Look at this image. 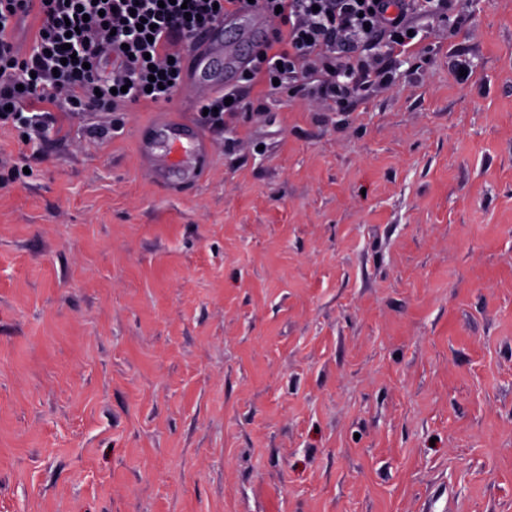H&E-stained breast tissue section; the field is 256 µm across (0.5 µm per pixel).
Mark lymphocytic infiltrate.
Returning a JSON list of instances; mask_svg holds the SVG:
<instances>
[{
  "label": "lymphocytic infiltrate",
  "instance_id": "obj_1",
  "mask_svg": "<svg viewBox=\"0 0 512 512\" xmlns=\"http://www.w3.org/2000/svg\"><path fill=\"white\" fill-rule=\"evenodd\" d=\"M33 48L21 54L13 34L31 0H0V124L21 123L38 106L68 112H113L119 103L169 102L181 82L180 59L170 49L217 16L249 8L279 11L286 26L276 49H261L249 80H286L306 55L334 46L357 53L382 25L407 37L410 10L429 11L444 0H38Z\"/></svg>",
  "mask_w": 512,
  "mask_h": 512
}]
</instances>
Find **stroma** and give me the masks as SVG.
<instances>
[{
    "label": "stroma",
    "instance_id": "35a3bbf8",
    "mask_svg": "<svg viewBox=\"0 0 512 512\" xmlns=\"http://www.w3.org/2000/svg\"><path fill=\"white\" fill-rule=\"evenodd\" d=\"M330 96L224 21L188 88L0 125V512H512V0L413 13ZM165 117L193 185L137 162ZM224 18L216 21L211 31L203 36L189 53L191 64V83L196 89L197 100L203 101L211 97L216 91L224 89V84L208 75L210 61L217 55L222 54L223 47L221 40L212 39L216 29L222 28ZM232 97L233 102L225 105V98ZM214 108L218 109V113L214 112ZM204 109H208V114L203 116ZM245 104L234 93H224V91L213 96L209 100L200 103L198 112H202V117L207 124L212 126L219 125L224 121V112H245Z\"/></svg>",
    "mask_w": 512,
    "mask_h": 512
}]
</instances>
